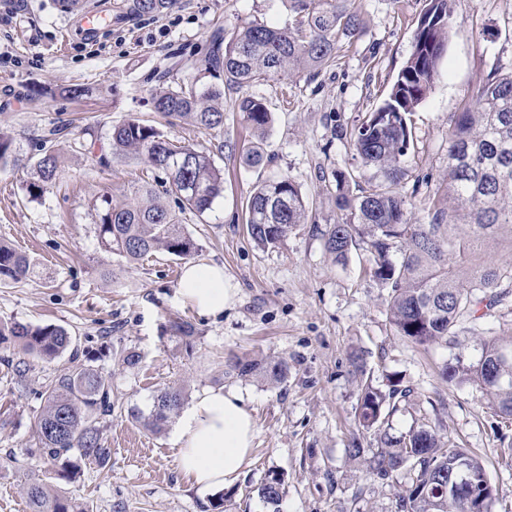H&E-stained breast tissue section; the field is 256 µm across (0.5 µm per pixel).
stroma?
<instances>
[{"label":"stroma","instance_id":"stroma-1","mask_svg":"<svg viewBox=\"0 0 512 512\" xmlns=\"http://www.w3.org/2000/svg\"><path fill=\"white\" fill-rule=\"evenodd\" d=\"M360 33L342 38L336 61L251 84L272 115L263 136H250L224 92V126L203 130L166 124L152 110L159 85L214 84L199 61L212 33L232 34L258 22L291 21L288 0H172L154 15H138L126 0H87L84 12H61L56 0H0V131L19 147L17 167L0 169V240L25 252L34 277L0 283V322L59 325L73 336L76 355L31 360L27 391H19L8 360L21 358L13 340L0 341V512H31L23 487L31 481L87 503L90 512H269L258 488L269 471L283 474L282 512H395V490L349 463L352 443L375 448L382 433L397 436L427 417L449 442L468 448L485 467L499 499L512 512V420L502 419L472 386L449 383L446 363L477 360L475 338L485 330L512 336V301L463 323L456 342L426 348L396 336L386 317L388 291L373 277L363 251L336 264L324 234L341 218L325 187L332 171L363 163L348 133L387 96L412 51L426 0H349ZM451 28L439 76L411 115L414 145L400 191L413 223H429L448 203V118L472 105L493 64L512 68V0H451ZM106 19L97 33L81 28L84 14ZM92 88L77 102L65 87ZM128 118L163 128L184 145L213 151L224 171V196L185 226L199 249L194 258L224 267L238 288L235 304L215 318L199 315L178 293L183 261L156 253L131 262L105 253L89 205L110 194L129 197L150 182L170 210L180 201L164 193L166 176L141 160L109 156L108 133ZM60 149L61 170L42 199L23 189L27 167L46 140ZM264 156L258 168L241 163L243 146ZM286 175L308 200V217L279 244L258 246L248 235L245 204L254 186ZM181 318L192 336L177 332ZM141 354L139 367L118 365L114 353ZM363 356L374 384L401 378L409 401L382 430H359L358 388L351 354ZM288 362V377L271 385L225 375L234 356ZM90 365L112 384L115 408L103 428L112 456L107 466L86 462L76 481L55 480L38 453L33 418L37 391L63 371ZM181 387L187 399L203 389L232 387L256 423L249 463L223 491L200 490L177 468L175 424L160 433L129 415L150 411L158 391Z\"/></svg>","mask_w":512,"mask_h":512}]
</instances>
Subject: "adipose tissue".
<instances>
[{
  "label": "adipose tissue",
  "instance_id": "obj_1",
  "mask_svg": "<svg viewBox=\"0 0 512 512\" xmlns=\"http://www.w3.org/2000/svg\"><path fill=\"white\" fill-rule=\"evenodd\" d=\"M178 292L203 315L223 313L237 295L223 267L205 262L185 265ZM254 434V417L238 391L204 389L177 428L178 468L203 489L232 484L251 453Z\"/></svg>",
  "mask_w": 512,
  "mask_h": 512
}]
</instances>
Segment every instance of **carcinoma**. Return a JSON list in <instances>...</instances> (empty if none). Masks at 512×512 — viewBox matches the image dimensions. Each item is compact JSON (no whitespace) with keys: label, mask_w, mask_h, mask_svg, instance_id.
<instances>
[{"label":"carcinoma","mask_w":512,"mask_h":512,"mask_svg":"<svg viewBox=\"0 0 512 512\" xmlns=\"http://www.w3.org/2000/svg\"><path fill=\"white\" fill-rule=\"evenodd\" d=\"M172 0H130L138 14H158ZM293 22L284 27L250 23L230 38L215 35L200 61L202 70L223 77V86L193 88L168 86L152 97L154 110L194 126L213 130L224 126V87L241 89L262 77H280L294 69L319 68L336 61L339 38L354 37L359 23L347 0H289ZM422 17L427 27L392 84L388 98L350 132L364 166L376 170L374 183L359 196L347 186L364 177L335 170L336 204L342 221L330 226L325 248L338 263L359 249L365 251L374 277L389 289L386 316L396 335L417 346L456 340L463 320L491 309L512 292V71L495 66L479 87L473 107L449 118L448 208L434 212L430 223L413 224L407 198L397 186L405 180V157L413 144L409 116L432 88L447 51L451 22L450 0H427ZM237 111L258 134L271 123L262 100L251 95L237 99ZM111 154L133 155L148 167L162 171L181 205L176 213L146 183L130 201L108 197L92 204L101 246L129 261L156 252L187 259L197 250L184 227L182 214L197 217L212 210L224 195V171L210 153L174 144L157 127L135 118L112 126ZM14 140L0 133V168L15 166ZM60 153L55 143L42 144L41 154L26 171L23 188L32 201L43 197L57 179ZM308 203L299 184L288 176L259 185L246 204L251 239L260 246L281 243L294 226L304 222ZM509 232V257L481 262L476 242ZM29 257L0 241V281H20L31 273ZM10 337L23 353L44 361L60 358L72 347L69 332L55 325L20 322L0 324V341ZM477 360L463 356L445 365L443 375L456 385H471L500 416L512 419V337L492 331L479 338ZM361 395L359 424L370 429L397 412L399 399L410 390L393 375L379 387L367 375L362 356L350 359ZM224 373L242 379L259 378L280 383L288 374L282 359H230ZM44 407L34 417L38 451L54 478H76L80 463L101 467L112 449L101 443V423L112 416V384L98 370L83 366L65 371L41 387ZM179 387H167L154 398L148 415L133 410L131 417L153 432L162 431L184 404ZM348 460L358 461L367 474L398 483L397 512H475L483 497L487 475L483 464L466 448L450 447L425 423L400 436L383 435L380 446L345 449ZM461 458L479 481L466 493L448 489V463ZM32 512H87L86 506L62 496L50 485L34 481L23 488ZM262 501L280 512L286 495L284 479L271 471L258 488ZM498 492L485 498L483 512H493Z\"/></svg>","instance_id":"1"}]
</instances>
